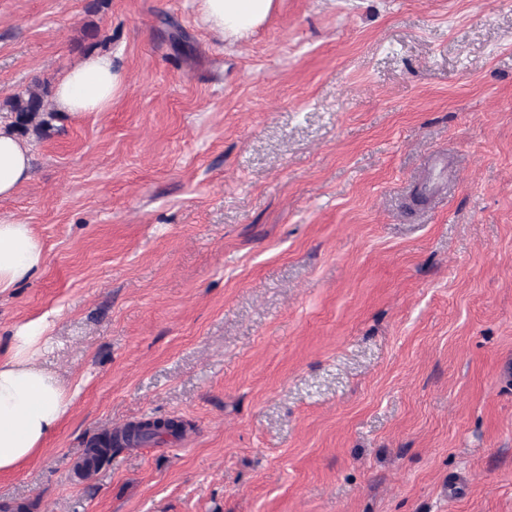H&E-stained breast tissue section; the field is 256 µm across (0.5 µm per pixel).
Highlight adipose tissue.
Returning a JSON list of instances; mask_svg holds the SVG:
<instances>
[{
	"mask_svg": "<svg viewBox=\"0 0 512 512\" xmlns=\"http://www.w3.org/2000/svg\"><path fill=\"white\" fill-rule=\"evenodd\" d=\"M204 22L225 39L246 37L270 16L275 0H199ZM125 89L123 74L108 53L87 55L58 78L54 99L72 116L108 110ZM32 154L0 125V197L15 194L32 177ZM45 255L31 225L0 223V296L10 294L42 269ZM46 325L19 326L0 346V474L17 471L42 447L69 411L72 398L62 381L39 367Z\"/></svg>",
	"mask_w": 512,
	"mask_h": 512,
	"instance_id": "1",
	"label": "adipose tissue"
}]
</instances>
